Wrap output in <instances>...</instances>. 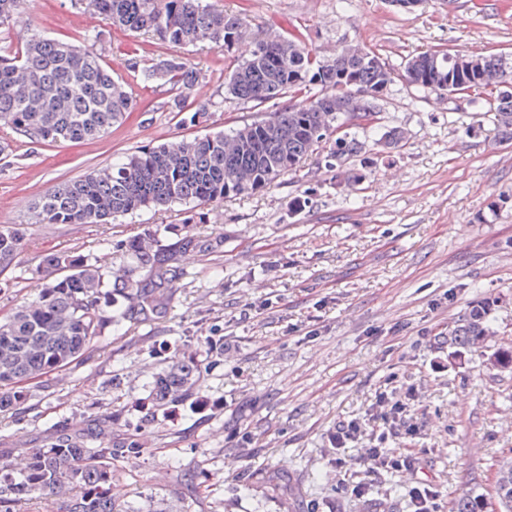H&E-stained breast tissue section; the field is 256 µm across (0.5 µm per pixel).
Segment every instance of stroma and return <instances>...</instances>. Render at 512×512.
I'll return each instance as SVG.
<instances>
[{
    "label": "stroma",
    "mask_w": 512,
    "mask_h": 512,
    "mask_svg": "<svg viewBox=\"0 0 512 512\" xmlns=\"http://www.w3.org/2000/svg\"><path fill=\"white\" fill-rule=\"evenodd\" d=\"M213 2L253 33L301 34L327 58L364 46L396 70L429 49L512 53V0H424L412 12L391 0ZM94 32L139 108L83 143H36L0 121V225L24 234L0 273V317L39 293L45 253L78 251L110 277L132 263L122 240L154 232L197 246L178 252L162 316L117 319L83 357L26 384L21 410L0 411V460L16 464L59 432L105 425L102 447L133 439L143 450L136 464H117L111 493L128 512H410L420 479L441 512L463 494L491 493L512 458V371L487 363L512 347V140L493 114L398 82L380 103L379 129L365 134L377 165L356 183L312 156L278 185L218 204L39 224L34 203L87 170L261 113L225 94L231 55L159 44L71 0H25L0 47L36 33L80 45ZM179 54L201 72L185 101L186 113H204L193 126L171 112L168 86L133 71ZM390 128L407 138L388 154L380 136ZM483 299L493 336L459 357L442 349ZM187 356L200 368L188 399L148 403L155 376ZM409 389L419 431L388 445L417 452L420 470L368 472L356 458L380 433L369 420L375 396ZM354 418L364 434L337 450L338 422Z\"/></svg>",
    "instance_id": "1"
}]
</instances>
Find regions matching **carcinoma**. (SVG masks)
I'll return each instance as SVG.
<instances>
[{"mask_svg": "<svg viewBox=\"0 0 512 512\" xmlns=\"http://www.w3.org/2000/svg\"><path fill=\"white\" fill-rule=\"evenodd\" d=\"M90 2L107 23L179 46L209 44L238 53L239 63L224 79V93L255 105L281 100L273 112L227 131L187 137L171 146H143L105 170L92 169L41 197L36 222L97 224L144 209L172 204H211L254 194L297 171L309 156L327 150L326 162L345 168L349 182L375 165L366 141L354 129L375 128L379 100L400 80L416 90L455 93L495 113L501 132L512 137V56L449 49L420 53L397 72L375 50L347 46L327 63L299 36L249 38L242 18L203 0H75ZM22 0H0V31L9 28ZM98 36L74 45L36 34L10 58L0 59V118L21 135L44 143H79L107 134L137 100L124 81L112 77L94 49ZM200 73L183 56H172L141 70L146 83L171 85V109L183 111L185 94ZM23 234L0 226V272L22 249ZM135 265L104 282L87 256L72 250L47 253L42 268L51 281L37 297L0 319V411L18 410L21 384L83 356L113 322L101 298L116 292L138 310L161 313L166 294L178 279L172 269L177 249L156 235L125 243ZM489 304L480 302L448 328V347L459 354L491 336ZM493 367L512 369V347H499ZM200 372L192 360L157 376L150 391L158 406L178 405L190 395ZM102 430L62 432L46 448H34L22 466H0V512H16L23 501L55 494L67 498V512H126L109 493L116 475L113 460L135 459L134 442L120 448L93 443ZM500 512H512V459L499 465L494 482ZM452 512H485V494L454 500Z\"/></svg>", "mask_w": 512, "mask_h": 512, "instance_id": "1", "label": "carcinoma"}]
</instances>
